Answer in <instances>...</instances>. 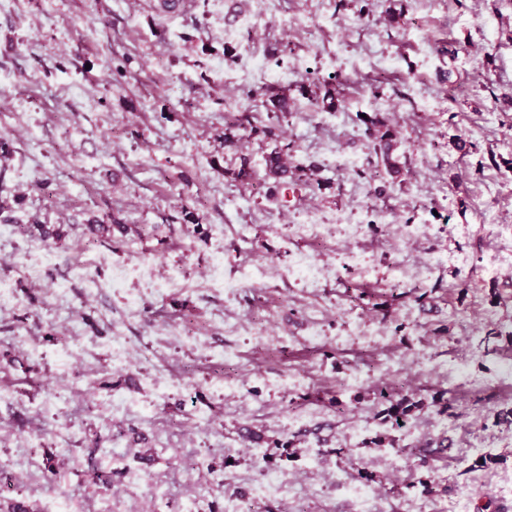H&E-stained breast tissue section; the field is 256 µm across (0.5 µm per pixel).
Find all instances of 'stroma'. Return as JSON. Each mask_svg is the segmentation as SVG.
Wrapping results in <instances>:
<instances>
[{
	"label": "stroma",
	"instance_id": "1",
	"mask_svg": "<svg viewBox=\"0 0 512 512\" xmlns=\"http://www.w3.org/2000/svg\"><path fill=\"white\" fill-rule=\"evenodd\" d=\"M13 0L0 10V497L34 512H417L467 491L512 512V0ZM256 12V11H255ZM295 70L291 81L279 80ZM290 98L274 135L271 96ZM254 133L221 135L242 113ZM390 132L391 174L373 152ZM305 171L281 201L265 158ZM359 160L337 171L334 151ZM249 183L233 177L241 165ZM363 213L313 240L306 212ZM203 215L202 224L192 221ZM126 231L94 234L91 220ZM56 228L39 282L24 255ZM427 228L408 241L396 226ZM114 263L178 270L174 293L88 290ZM225 281L207 284L210 257ZM305 254L325 271L306 288ZM228 321L240 331L225 330ZM416 393L400 429L446 435L421 465L377 448V392ZM444 396L452 418L433 413ZM490 456L479 465L481 456Z\"/></svg>",
	"mask_w": 512,
	"mask_h": 512
}]
</instances>
